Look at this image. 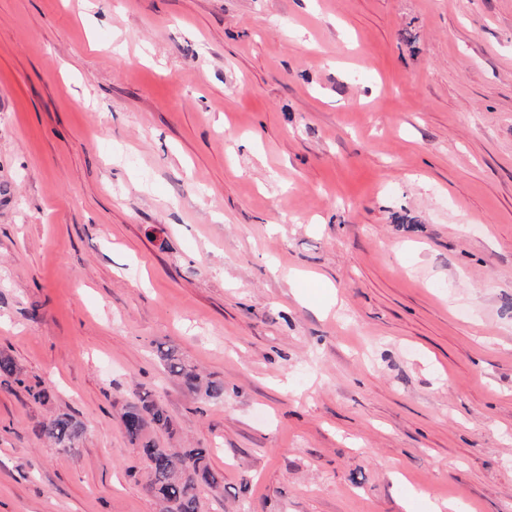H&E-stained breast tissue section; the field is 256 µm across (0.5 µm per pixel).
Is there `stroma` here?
I'll return each mask as SVG.
<instances>
[{
    "instance_id": "stroma-1",
    "label": "stroma",
    "mask_w": 512,
    "mask_h": 512,
    "mask_svg": "<svg viewBox=\"0 0 512 512\" xmlns=\"http://www.w3.org/2000/svg\"><path fill=\"white\" fill-rule=\"evenodd\" d=\"M1 354L0 512H512V0H0ZM159 354L164 370L177 379L188 391H203L207 398L213 400L224 397V382L222 380H205L195 367L187 365L171 347L159 350ZM131 444L139 449L147 474L145 488L161 503V512H200V491L224 482L211 463L208 448H163L155 436L170 433L166 407L147 393L137 395L120 416ZM39 433L57 448L74 449L83 434V426L73 416L60 413L39 426Z\"/></svg>"
}]
</instances>
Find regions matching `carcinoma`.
<instances>
[{"mask_svg":"<svg viewBox=\"0 0 512 512\" xmlns=\"http://www.w3.org/2000/svg\"><path fill=\"white\" fill-rule=\"evenodd\" d=\"M159 354L164 370L188 391H202L213 400L224 397V381L204 379L171 347ZM120 420L129 441L139 449L147 474L145 488L160 501L161 512H200V491L224 482V474L211 463V450L161 447L155 433L170 432L172 421L166 407L147 394L137 396ZM39 433L55 447L71 450L76 448L83 426L73 416L60 413L42 422Z\"/></svg>","mask_w":512,"mask_h":512,"instance_id":"carcinoma-1","label":"carcinoma"}]
</instances>
